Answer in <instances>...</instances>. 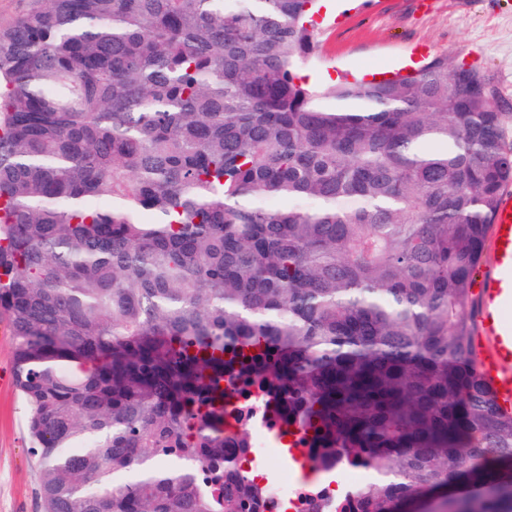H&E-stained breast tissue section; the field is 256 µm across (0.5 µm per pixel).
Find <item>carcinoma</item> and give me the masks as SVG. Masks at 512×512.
<instances>
[{
  "label": "carcinoma",
  "mask_w": 512,
  "mask_h": 512,
  "mask_svg": "<svg viewBox=\"0 0 512 512\" xmlns=\"http://www.w3.org/2000/svg\"><path fill=\"white\" fill-rule=\"evenodd\" d=\"M319 2L33 0L0 28V318L44 512H242L238 381L288 401L313 472L365 456L336 512H512L468 313L512 102L446 55L306 80Z\"/></svg>",
  "instance_id": "carcinoma-1"
}]
</instances>
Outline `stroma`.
Masks as SVG:
<instances>
[{
  "mask_svg": "<svg viewBox=\"0 0 512 512\" xmlns=\"http://www.w3.org/2000/svg\"><path fill=\"white\" fill-rule=\"evenodd\" d=\"M317 47L304 74L340 80L406 69L445 55L476 67L512 99V0H337L314 16ZM13 337L0 322V512H43L29 450L28 408L13 376Z\"/></svg>",
  "mask_w": 512,
  "mask_h": 512,
  "instance_id": "stroma-1",
  "label": "stroma"
}]
</instances>
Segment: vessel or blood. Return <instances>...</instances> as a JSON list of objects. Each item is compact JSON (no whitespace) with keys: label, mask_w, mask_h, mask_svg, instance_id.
<instances>
[{"label":"vessel or blood","mask_w":512,"mask_h":512,"mask_svg":"<svg viewBox=\"0 0 512 512\" xmlns=\"http://www.w3.org/2000/svg\"><path fill=\"white\" fill-rule=\"evenodd\" d=\"M494 269L484 271L476 295V320L489 350L480 352L484 381L497 404L512 408V197L503 196L491 225Z\"/></svg>","instance_id":"vessel-or-blood-1"}]
</instances>
